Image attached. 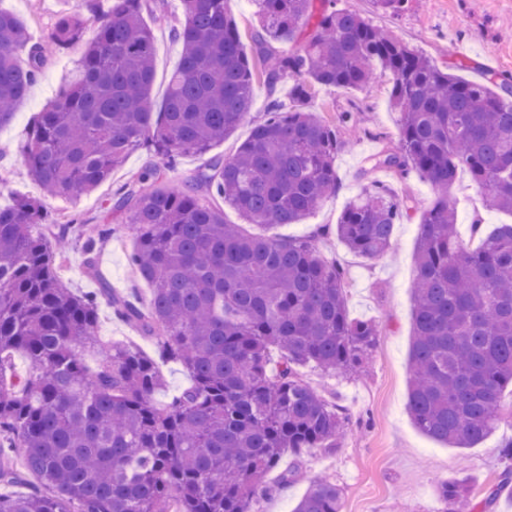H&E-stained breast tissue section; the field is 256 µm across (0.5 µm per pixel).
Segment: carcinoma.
Here are the masks:
<instances>
[{
    "label": "carcinoma",
    "mask_w": 512,
    "mask_h": 512,
    "mask_svg": "<svg viewBox=\"0 0 512 512\" xmlns=\"http://www.w3.org/2000/svg\"><path fill=\"white\" fill-rule=\"evenodd\" d=\"M225 2L181 0L184 21L170 27L181 59L160 112L150 100L155 34L145 18L155 6L113 0L104 12L100 0H73L55 19L57 50L80 46L76 74L37 114L23 150L50 198L97 189L136 149L168 168L182 154L209 152L250 121L258 78L272 98L234 155L210 157L179 184L146 168L109 199L108 210L129 212L130 263L150 287L147 308L106 285L78 294L58 273L56 244L76 241L94 271L110 225L60 224L29 195L0 207V512H255L284 451L336 449L348 417L299 368L356 373L379 326L349 317L344 271L314 243L328 229L307 240L271 230L340 189L343 143L311 109L314 88L360 89L385 74L399 143L372 155L364 173L415 171L436 190L415 250L408 413L450 448H472L498 428L512 388V224L485 233L475 223L473 241L463 242L451 188L465 171L493 210L512 215V87L463 80L336 0H251L258 26L248 57ZM88 24L95 35L83 43ZM298 38V48L272 53ZM49 60L25 22L0 9V127ZM285 79L287 105L275 96ZM226 208L238 222L225 219ZM411 209L410 197L373 181L345 205L336 237L381 260ZM102 299L155 338L158 356L181 364L192 385L158 405L156 363L98 336ZM17 352L29 369L9 377ZM9 448L22 450L23 467ZM502 458L510 464L486 490V507L512 483V439ZM21 483L29 491H15ZM439 490L452 512H466V480ZM339 500L336 482L318 478L294 512H340Z\"/></svg>",
    "instance_id": "carcinoma-1"
}]
</instances>
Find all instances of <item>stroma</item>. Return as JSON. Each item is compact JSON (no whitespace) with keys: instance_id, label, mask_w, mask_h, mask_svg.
<instances>
[{"instance_id":"stroma-1","label":"stroma","mask_w":512,"mask_h":512,"mask_svg":"<svg viewBox=\"0 0 512 512\" xmlns=\"http://www.w3.org/2000/svg\"><path fill=\"white\" fill-rule=\"evenodd\" d=\"M336 5L368 17L439 67H459L462 78L512 81V0H407L396 16L382 13L374 0H336ZM63 7L62 0H0V8L24 20L36 40L48 38L53 19ZM180 15L179 0H164V17L154 25L156 77L151 99L157 108L163 105L168 77L180 61V49L169 36L170 21ZM77 57L74 48L52 57L14 120L0 127V207L9 206L19 193L41 196L22 164V147L37 113L73 79ZM389 89L385 76L362 89L316 87L313 105L324 121L338 124L339 113L352 115L351 122L338 124L344 143L336 157L341 189L300 223L280 225L278 234L304 239L319 226H336L347 201L367 183L362 174L366 157L398 141ZM154 163L146 150H136L96 192L46 202L58 221L74 218L114 228V235L97 248V267L114 291L134 293L144 304L150 299L148 286L137 280L129 262L135 247L129 215L106 210L104 200ZM375 178L394 191L407 192L417 206L410 218L396 225L388 256L380 261L365 259L332 234L319 238L318 247L345 268L349 316L378 322L377 342L358 374L327 376L310 366L301 370L305 381L344 409L349 426L335 451L311 448L298 457L285 455V466H297L298 474L284 487L279 486L277 475H269V492L260 497L257 512H293L317 477L336 481L341 512H446L438 485L453 477L470 479L475 512H512L511 493L501 495L493 508L482 506L485 488L497 482L503 467L501 446L512 439V416H504L496 432L474 447L448 448L418 432L407 414L416 274L413 253L420 212L433 200L434 191L415 172L402 180L387 172L376 173ZM452 193L462 240H469L474 219H481L489 230L512 223V215L485 208L482 193L468 173L458 175Z\"/></svg>"}]
</instances>
